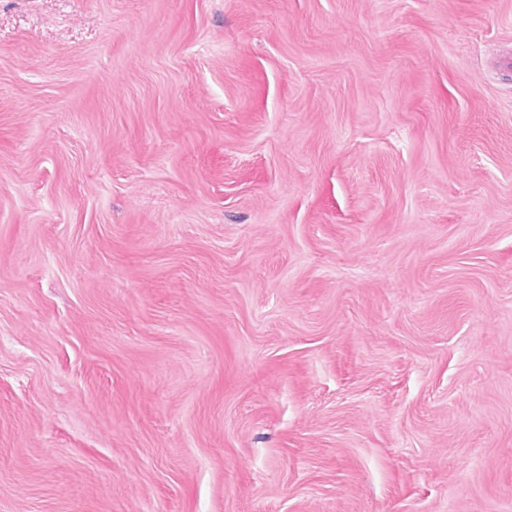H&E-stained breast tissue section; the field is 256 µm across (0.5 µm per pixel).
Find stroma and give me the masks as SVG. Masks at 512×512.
Wrapping results in <instances>:
<instances>
[{
	"mask_svg": "<svg viewBox=\"0 0 512 512\" xmlns=\"http://www.w3.org/2000/svg\"><path fill=\"white\" fill-rule=\"evenodd\" d=\"M0 512H512V0H0Z\"/></svg>",
	"mask_w": 512,
	"mask_h": 512,
	"instance_id": "1",
	"label": "stroma"
}]
</instances>
